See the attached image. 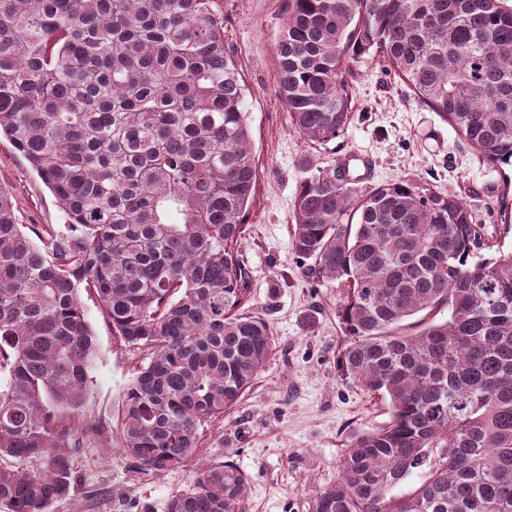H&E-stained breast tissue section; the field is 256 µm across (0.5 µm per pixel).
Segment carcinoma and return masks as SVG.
Returning a JSON list of instances; mask_svg holds the SVG:
<instances>
[{
	"instance_id": "cac0c4a2",
	"label": "carcinoma",
	"mask_w": 512,
	"mask_h": 512,
	"mask_svg": "<svg viewBox=\"0 0 512 512\" xmlns=\"http://www.w3.org/2000/svg\"><path fill=\"white\" fill-rule=\"evenodd\" d=\"M371 52L484 161L512 167L503 0H288L276 77L308 141L344 131L352 64ZM243 100L212 0H0V135L67 218L39 245L0 186V459L40 461L0 467L7 512H51L75 482L71 423L95 354L80 289L150 355L121 422L140 469L192 455L273 355L268 321L239 312L235 245L259 178ZM293 210L303 274L345 290L339 370L391 409L350 437L308 512H512V252L477 257L463 199L412 183L358 192L319 174ZM246 486L208 466L167 512H246Z\"/></svg>"
}]
</instances>
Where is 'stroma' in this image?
I'll list each match as a JSON object with an SVG mask.
<instances>
[{
  "label": "stroma",
  "instance_id": "1",
  "mask_svg": "<svg viewBox=\"0 0 512 512\" xmlns=\"http://www.w3.org/2000/svg\"><path fill=\"white\" fill-rule=\"evenodd\" d=\"M214 9L224 22V50L246 86L259 171L238 251L248 272L245 307L269 321L276 348L238 407L201 428L192 456L143 473L122 453L121 419L126 392L150 358L115 336L95 296L82 294L97 351L75 421V484L52 512H166L172 496L195 489L203 468L223 462L248 478L247 512H308L313 491L336 481L348 439L389 420L387 402L346 381L337 366L345 343L336 318L342 288L303 276L292 249L293 201L303 181L336 170L346 155H364L372 165L371 181L358 190L404 181L457 194L487 245L512 251V168L484 162L394 68L377 56L354 63L351 120L336 140L314 144L292 125L276 81L285 0H215ZM0 185L11 190L30 237L62 228L53 195L3 136ZM308 314L317 321L311 329Z\"/></svg>",
  "mask_w": 512,
  "mask_h": 512
}]
</instances>
